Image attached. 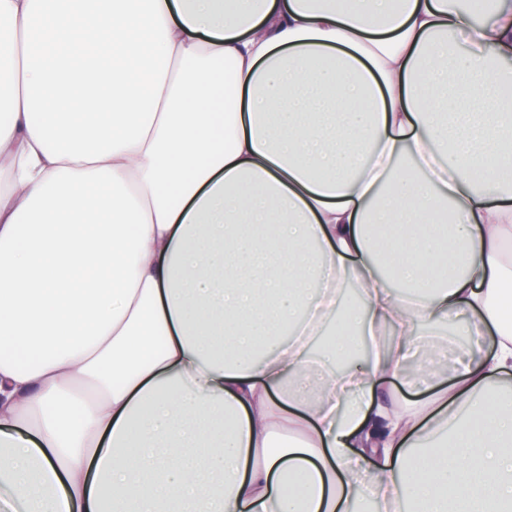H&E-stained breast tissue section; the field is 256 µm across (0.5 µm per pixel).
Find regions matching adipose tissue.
<instances>
[{
	"mask_svg": "<svg viewBox=\"0 0 512 512\" xmlns=\"http://www.w3.org/2000/svg\"><path fill=\"white\" fill-rule=\"evenodd\" d=\"M510 244L512 0H0V512H512ZM442 336H424L423 330H416L418 337L424 341L435 339L440 343V351L438 352L436 359L445 362L448 365V371L452 369L453 363L458 359L460 354L465 352H471L474 350L472 339L467 336V345L462 346L459 344L455 336L457 333L453 329H448V325L441 326L438 330ZM383 385L400 405L416 403L429 394V391L408 388L402 377L397 380L386 379Z\"/></svg>",
	"mask_w": 512,
	"mask_h": 512,
	"instance_id": "obj_1",
	"label": "adipose tissue"
}]
</instances>
